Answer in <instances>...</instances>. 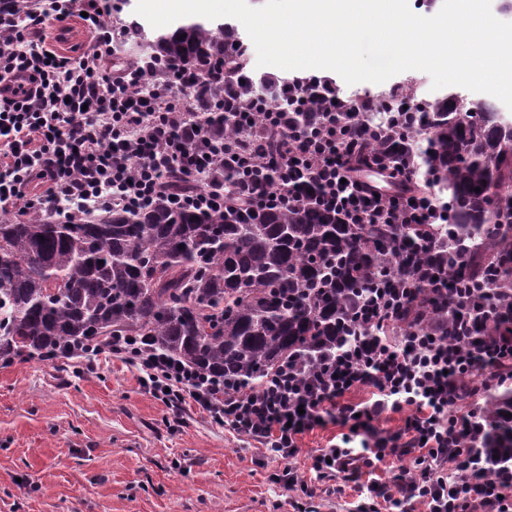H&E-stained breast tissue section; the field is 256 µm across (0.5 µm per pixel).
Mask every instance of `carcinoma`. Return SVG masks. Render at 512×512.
<instances>
[{
  "mask_svg": "<svg viewBox=\"0 0 512 512\" xmlns=\"http://www.w3.org/2000/svg\"><path fill=\"white\" fill-rule=\"evenodd\" d=\"M184 39H179L180 35ZM139 58L143 93L153 79L191 76L192 111L224 141L265 148L282 128L319 130L316 95L289 104L293 82L249 73L244 37L231 23L191 22L154 32ZM406 79L361 115L379 162L408 159L449 193L450 224L420 234L408 224H345L316 204L242 213L174 206L165 193L140 212L119 209L66 222L39 209L0 212V360L44 356L108 336H147L201 370L258 382L286 357L311 361L368 331L358 319L370 288L411 286L426 267L443 271L448 297L417 287L393 329L447 330L470 321L488 336L512 333V120L496 105L471 107L453 93L397 109ZM356 100L341 103L351 125ZM425 135V145L417 141ZM210 179L234 186L239 170L213 158ZM481 191H475V188ZM479 443L488 461L512 462V385L482 392ZM511 416H505V413Z\"/></svg>",
  "mask_w": 512,
  "mask_h": 512,
  "instance_id": "obj_1",
  "label": "carcinoma"
}]
</instances>
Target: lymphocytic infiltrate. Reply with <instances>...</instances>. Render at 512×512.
I'll return each mask as SVG.
<instances>
[{
    "mask_svg": "<svg viewBox=\"0 0 512 512\" xmlns=\"http://www.w3.org/2000/svg\"><path fill=\"white\" fill-rule=\"evenodd\" d=\"M85 12L95 46L65 59L45 44L28 41L29 30L64 21L74 8ZM101 0H34L21 16L0 11V29L16 32L0 43V209L26 212L55 209L69 201L90 210L144 209L167 190L170 173L206 181L205 190L175 194L174 200L200 208L224 206L289 208L307 203L303 184H315L318 202L348 224H447L449 204L431 193L410 195L403 185L413 172L390 169L393 190L367 188L356 175L354 157L362 131L338 129L335 95L323 94L322 128L305 136L290 129L277 149L225 147L223 138L198 126L190 110L188 85L180 81L142 95L137 66L111 69L118 30L105 26ZM229 153L243 169L275 167V189L242 180L233 188L209 181L211 158ZM39 196L27 194L30 184ZM410 288L375 289L361 316L370 330L337 346L318 365L281 361L257 387L233 388L223 379L142 347L131 336H112L84 346L86 371L98 357L136 368L154 399L172 408L174 425L185 409L211 424L265 448L274 468L270 478L300 489L296 512H313L310 481L342 494L346 483L364 485L367 499L357 512H512V467L493 466L478 453L476 414L455 412L462 381L491 387L502 378V360H512V336H484L477 326L456 336L406 329L382 333L395 321ZM361 400H354V393ZM401 415L394 430L377 420ZM339 426L340 440L318 449L308 476L291 464L306 432ZM396 460L391 483L376 477L381 464Z\"/></svg>",
    "mask_w": 512,
    "mask_h": 512,
    "instance_id": "lymphocytic-infiltrate-1",
    "label": "lymphocytic infiltrate"
}]
</instances>
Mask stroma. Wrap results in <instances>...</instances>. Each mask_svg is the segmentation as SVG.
I'll use <instances>...</instances> for the list:
<instances>
[{
    "mask_svg": "<svg viewBox=\"0 0 512 512\" xmlns=\"http://www.w3.org/2000/svg\"><path fill=\"white\" fill-rule=\"evenodd\" d=\"M58 54L94 45L79 15L31 34ZM78 359L0 361V512H293L263 448L171 410L135 368Z\"/></svg>",
    "mask_w": 512,
    "mask_h": 512,
    "instance_id": "stroma-1",
    "label": "stroma"
}]
</instances>
